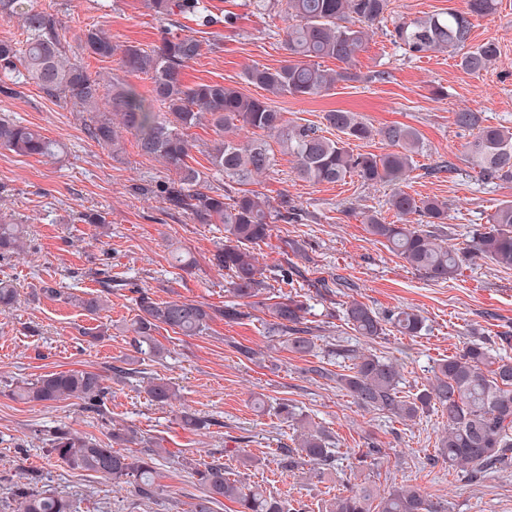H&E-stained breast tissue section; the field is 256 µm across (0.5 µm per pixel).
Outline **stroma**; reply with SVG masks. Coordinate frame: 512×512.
<instances>
[{"instance_id":"obj_1","label":"stroma","mask_w":512,"mask_h":512,"mask_svg":"<svg viewBox=\"0 0 512 512\" xmlns=\"http://www.w3.org/2000/svg\"><path fill=\"white\" fill-rule=\"evenodd\" d=\"M213 3L218 11L237 14L236 25L204 28L201 54L183 69L182 79L259 95V88L244 83V73L287 59L280 36L287 18L276 10L257 13L249 0ZM40 4L58 11L72 41L96 23L119 41L149 46L160 38V26L143 0ZM489 39L498 42L500 55L487 72L473 75L448 53L411 56L390 41L381 25L357 57L362 81L338 85L324 98H276L272 104L284 119L300 123L320 124L325 111L341 107L377 128L393 122L417 128L422 150L403 189L418 199L447 201L448 221L436 232L461 247L472 225L486 223L500 201L512 200V183H484L474 176L464 160L469 135L454 123L455 112L470 108L482 112L489 124L512 127V0H501L493 17L475 21L470 46ZM215 42L222 46L216 53L210 49ZM379 71L388 72V79L376 80ZM2 116L42 131L63 146L64 154L50 160L0 148V221L28 225L30 231L27 251L0 261V279L20 292L17 308L0 314V512H13L25 469L39 471L43 488L68 499L73 512H189L199 492L192 467L214 460L231 478L290 501L297 512H326L349 481L380 491L416 486L448 512H512L511 460L477 480L449 467L437 449L446 423L442 413L431 411L406 424L363 410L337 385L336 375L348 368L334 354L340 344L392 359L402 368L403 392L414 394L438 360L457 353L465 342L479 339L495 349L501 337L512 336V270L480 260L457 279L427 280L362 222V211L374 208L394 221L393 212L383 209L390 187H368L354 176L333 184L303 181L291 157L270 138L266 144L275 164L252 188L275 206L293 200L307 220L275 221L255 254L268 276L270 295L288 292L279 275L287 267L328 284L325 294L306 287L300 291L310 307L304 325L315 342L313 352L301 357L285 344L269 342L266 311L245 299L239 319H215L198 336L159 329L155 337L164 356H138L129 327L139 290L158 300L213 307L231 302L223 272L210 263L220 231L169 211L160 198L136 193V185L167 178L170 171L139 154L131 135H124L122 153L112 155L86 138L81 113L62 100L46 99L32 85L15 97L0 96ZM448 162L455 166L453 173H435L436 165ZM87 212L102 213L105 224L82 223L80 216ZM173 243L194 261L193 274L173 267ZM102 266L115 285L100 320L35 292L43 281L59 282L75 296L98 291L89 272ZM352 299L380 313L415 308L426 329L413 338L393 332L367 340L339 318L342 304ZM99 322L107 326V336L88 342L83 329ZM243 346L252 349L251 357L240 354ZM314 365L328 369V377L311 374ZM117 367L128 374L113 384L99 413L84 411L73 400L34 405L8 394L16 383L49 372L85 368L109 377ZM156 375L173 383L177 397L171 404L152 402L145 392V381ZM258 397L265 402L260 410L254 407ZM283 403L325 430L336 450L330 465L282 469L283 451L294 434L292 423L278 411ZM185 411L204 419L205 427L184 429L180 415ZM59 424L103 444L112 429L133 426L145 439L162 444L155 496L141 498L128 485L49 456L42 431ZM367 448L378 451L374 465L352 470L354 453Z\"/></svg>"}]
</instances>
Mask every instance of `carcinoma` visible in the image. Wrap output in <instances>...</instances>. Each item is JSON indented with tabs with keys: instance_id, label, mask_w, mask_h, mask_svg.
Here are the masks:
<instances>
[{
	"instance_id": "1",
	"label": "carcinoma",
	"mask_w": 512,
	"mask_h": 512,
	"mask_svg": "<svg viewBox=\"0 0 512 512\" xmlns=\"http://www.w3.org/2000/svg\"><path fill=\"white\" fill-rule=\"evenodd\" d=\"M391 0H252L258 12L278 7L288 17L282 29L288 49L287 63L278 67L253 66L245 81L265 92L250 96L236 87L208 82L186 85L181 71L201 52L197 31L186 30L178 18L199 26L218 23L209 0H144L151 16L161 23L157 44L143 47L112 39L104 25L86 28L78 47L68 43L66 28L58 13L39 7L37 0H0V19H18L25 39L22 43L0 40V94L10 96L17 89L33 85L52 99H62L86 114L84 133L112 154L122 152V133L134 136L143 156L163 161L175 175L159 190L142 185V195L155 192L166 208L186 214L198 224H220L224 237L216 245L210 262L226 275L228 291L241 299L263 296L269 288L267 276L254 254V247L270 235L272 205L259 193L247 189L273 166L262 141L230 140L224 134L249 128L277 139L293 158L297 176L309 183H336L348 175L357 176L365 186H394L386 206L398 219L417 214L420 224H394L380 213L363 212V223L371 235L402 258L414 271L433 282H447L460 275L467 265L487 259L512 270V200L500 203L488 224H475L467 234L466 246L444 243L429 227L448 223V203L436 198L416 199L400 188L413 171L414 155L420 153L421 136L412 126L392 123L374 127L357 113L329 109L323 113V126L288 123L269 103V96L317 99L331 95L337 85L361 79L356 57L363 51L373 30L385 19ZM497 0H466V9L450 7L419 20H393L389 31L394 43L413 56L450 51L459 55V65L479 75L488 70L500 54L498 43L489 39L468 46L473 20L490 17L497 11ZM115 62L124 74H143L151 80V99L165 111L155 112L123 78H104L90 73L84 57ZM335 60L339 66L326 68L323 62ZM206 123L220 138L209 150L210 170L224 177L216 187L210 175L186 163L195 147L189 130ZM455 124L470 132L465 161L480 177L491 183H512V130L485 123L482 113L463 109L455 113ZM380 137L391 150L382 154L349 150L352 141ZM0 148L19 156L52 158L59 144L41 131L9 119H0ZM28 232L23 224L0 223V260L25 250ZM42 294L73 302L94 317L107 307L106 296L90 292L83 297L66 293L58 283H43ZM19 291L0 281V313L18 303ZM272 322L271 338L285 339L288 350L300 356L312 352L313 341L302 327L306 303L297 294L281 295L264 304ZM138 314L131 331L138 354L161 357L164 349L154 337L166 326L183 336H195L209 327L217 316L234 320L240 311L234 304L213 308L188 300H157L141 293ZM342 320L358 335L375 340L393 328L403 336H419L425 319L413 308H399L386 316L363 302L352 300L341 310ZM352 361L350 373L336 382L367 411L388 414L403 422H414L420 415L439 408L448 415L438 439L439 455L451 466L464 469L473 477L495 467L512 449V357L493 351L475 339L461 351L437 363L433 376L413 397L401 395L402 379L397 362L365 354L347 352ZM110 386L104 376L87 369L51 372L10 390L15 400L42 404L75 399L86 411L104 405ZM157 403L175 398V387L156 377L145 387ZM49 452L63 463L79 466L118 484H127L146 498L156 492L155 473L160 454L153 448L130 452L144 442L132 427L114 428L110 443L80 436L66 427L50 431ZM295 447L285 449L283 458L293 468L300 460L313 467L325 466L334 457L326 446L323 431L303 421L294 438ZM127 451H122V448ZM201 495L190 512H214L219 499L237 505L235 512H291L282 499L230 479L224 464L213 461L193 468ZM28 482L17 487V512H72L64 498L36 489L42 475L26 474ZM373 491L361 484L336 496L329 512H447L414 486L395 487L379 496L372 505Z\"/></svg>"
}]
</instances>
